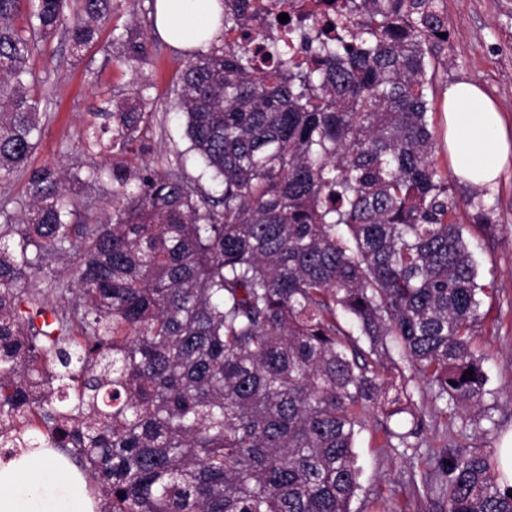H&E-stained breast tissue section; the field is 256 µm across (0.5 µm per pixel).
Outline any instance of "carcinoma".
Segmentation results:
<instances>
[{"mask_svg":"<svg viewBox=\"0 0 512 512\" xmlns=\"http://www.w3.org/2000/svg\"><path fill=\"white\" fill-rule=\"evenodd\" d=\"M128 2L0 0V182L29 171L0 202V448L67 456L101 512H351L369 408L411 416L386 430L406 448L420 423L406 386L387 398L392 353L465 424L484 412L483 288L436 157L443 0H223L224 45L174 86L198 176L187 151L133 164L158 118L145 75L89 113L103 163L29 169L39 43L62 30L79 55ZM160 43L128 27L112 60ZM433 470L448 512H512L494 452Z\"/></svg>","mask_w":512,"mask_h":512,"instance_id":"obj_1","label":"carcinoma"}]
</instances>
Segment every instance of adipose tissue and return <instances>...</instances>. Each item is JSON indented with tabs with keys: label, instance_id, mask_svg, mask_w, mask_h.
Returning a JSON list of instances; mask_svg holds the SVG:
<instances>
[{
	"label": "adipose tissue",
	"instance_id": "obj_1",
	"mask_svg": "<svg viewBox=\"0 0 512 512\" xmlns=\"http://www.w3.org/2000/svg\"><path fill=\"white\" fill-rule=\"evenodd\" d=\"M222 0H156V29L178 48L221 43ZM444 142L454 170L473 184L495 187L512 160V134L500 108L478 85L453 86L442 105ZM0 512H94L81 475L49 448L0 458Z\"/></svg>",
	"mask_w": 512,
	"mask_h": 512
}]
</instances>
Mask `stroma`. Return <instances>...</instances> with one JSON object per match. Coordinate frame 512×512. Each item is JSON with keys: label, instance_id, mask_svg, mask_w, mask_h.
I'll return each instance as SVG.
<instances>
[{"label": "stroma", "instance_id": "stroma-1", "mask_svg": "<svg viewBox=\"0 0 512 512\" xmlns=\"http://www.w3.org/2000/svg\"><path fill=\"white\" fill-rule=\"evenodd\" d=\"M149 6L150 0L124 6L103 29L98 43L80 58L72 57L60 34L34 55L31 65L41 78L35 92L55 118L31 159L32 166L83 161L79 139L87 112L99 104L102 93L125 92L136 78L131 70L113 64L112 31L143 21ZM444 19L448 26L445 84H479L512 116V0H444ZM184 59L183 50L165 43L152 55L148 70L160 106L171 101ZM440 163L449 169L448 158ZM448 182L459 205L457 220L474 252L478 281L485 288L476 335L489 377L484 404L495 427L481 436L461 433V419L441 414L419 381L413 380L409 365L400 363L402 375L410 380V406L423 425L411 448L398 447L387 433L407 430L409 418L388 419L380 410L369 411L356 444L362 475L352 512H445L441 501L426 496L423 489L434 456L454 444H478L495 451L512 440V163L493 189L473 185L450 169ZM473 197L482 201V208L469 206Z\"/></svg>", "mask_w": 512, "mask_h": 512}]
</instances>
